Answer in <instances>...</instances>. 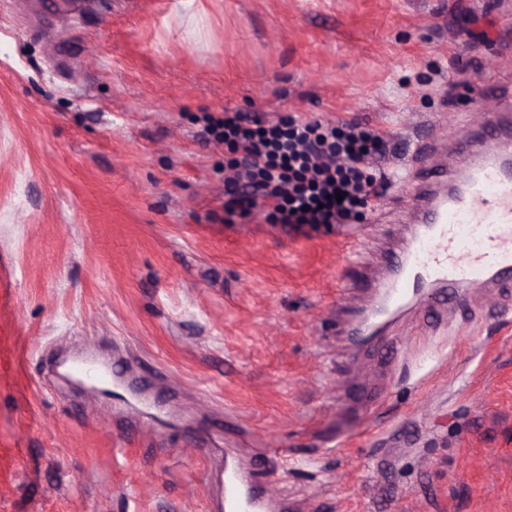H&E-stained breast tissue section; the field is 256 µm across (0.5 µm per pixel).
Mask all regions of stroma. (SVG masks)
I'll return each mask as SVG.
<instances>
[{
  "label": "stroma",
  "mask_w": 512,
  "mask_h": 512,
  "mask_svg": "<svg viewBox=\"0 0 512 512\" xmlns=\"http://www.w3.org/2000/svg\"><path fill=\"white\" fill-rule=\"evenodd\" d=\"M511 101L512 0H0V512H212L228 448L297 456L265 483L304 512H512V278L427 290L375 375L336 329L411 243L409 140L453 163ZM227 108L383 130L391 185L327 232L225 223ZM88 351L165 406H87Z\"/></svg>",
  "instance_id": "stroma-1"
}]
</instances>
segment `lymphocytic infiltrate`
I'll list each match as a JSON object with an SVG mask.
<instances>
[{
	"label": "lymphocytic infiltrate",
	"instance_id": "obj_1",
	"mask_svg": "<svg viewBox=\"0 0 512 512\" xmlns=\"http://www.w3.org/2000/svg\"><path fill=\"white\" fill-rule=\"evenodd\" d=\"M201 137L244 153L238 170L224 178L228 224L259 211L295 232L329 230L371 211L383 194L371 164L388 139L354 121H272L228 110L206 116Z\"/></svg>",
	"mask_w": 512,
	"mask_h": 512
}]
</instances>
